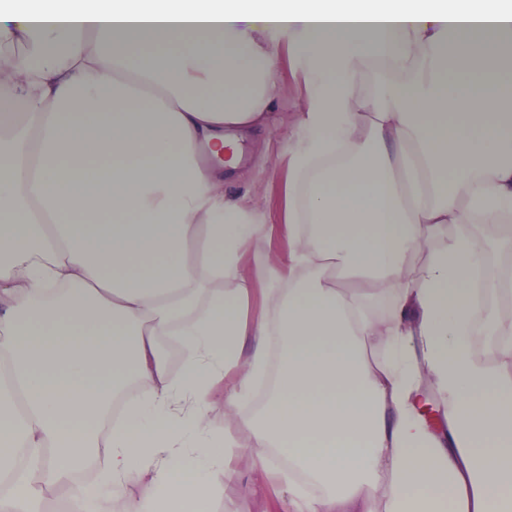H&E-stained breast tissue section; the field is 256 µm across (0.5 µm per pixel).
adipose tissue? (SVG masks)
Returning a JSON list of instances; mask_svg holds the SVG:
<instances>
[{
    "label": "adipose tissue",
    "mask_w": 512,
    "mask_h": 512,
    "mask_svg": "<svg viewBox=\"0 0 512 512\" xmlns=\"http://www.w3.org/2000/svg\"><path fill=\"white\" fill-rule=\"evenodd\" d=\"M0 43L28 47L0 91V512L63 485L74 512H208L235 456L206 420L231 369L237 408L276 379L237 434L269 449L250 466L288 512H512V379L473 348L493 317L472 287L482 252L464 233L428 246L512 211L505 0H38L0 13ZM284 50L310 86L288 272L251 275L266 226L225 198L235 164L201 154L269 126ZM132 382L142 394L100 438Z\"/></svg>",
    "instance_id": "ef3b65f1"
}]
</instances>
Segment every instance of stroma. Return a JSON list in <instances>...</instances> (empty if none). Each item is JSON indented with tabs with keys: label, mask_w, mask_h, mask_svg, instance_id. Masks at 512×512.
Wrapping results in <instances>:
<instances>
[{
	"label": "stroma",
	"mask_w": 512,
	"mask_h": 512,
	"mask_svg": "<svg viewBox=\"0 0 512 512\" xmlns=\"http://www.w3.org/2000/svg\"><path fill=\"white\" fill-rule=\"evenodd\" d=\"M305 95L302 74L292 60H284L270 128L246 135L238 176L224 182L225 196L256 208L270 228L267 239L243 257V266L249 271L273 261L286 262L288 257V242L280 234L287 206L288 135L297 124ZM253 454V449H240L235 471L224 481L223 497L212 504L210 512H282L272 488L251 471Z\"/></svg>",
	"instance_id": "1"
}]
</instances>
